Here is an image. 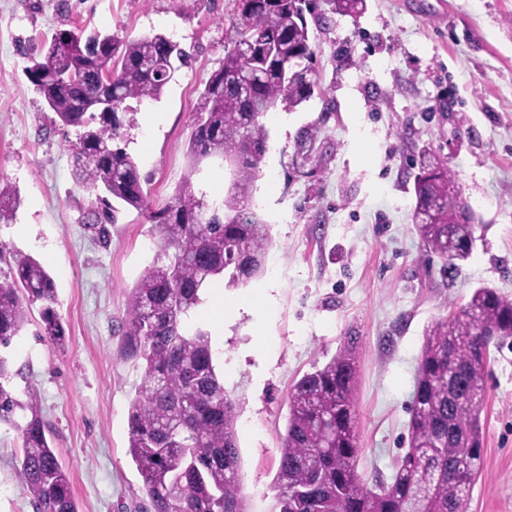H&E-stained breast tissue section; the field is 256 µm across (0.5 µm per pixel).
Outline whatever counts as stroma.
<instances>
[{
  "label": "stroma",
  "mask_w": 512,
  "mask_h": 512,
  "mask_svg": "<svg viewBox=\"0 0 512 512\" xmlns=\"http://www.w3.org/2000/svg\"><path fill=\"white\" fill-rule=\"evenodd\" d=\"M238 0H0V187L18 191L0 223V281L34 256L55 280L64 347L41 341L39 305L10 352L28 363L46 436L78 512H149L128 453V407L144 371L123 360L129 294L159 250L147 215L121 210L100 243L84 226L94 193L74 178V130L33 92L30 49L75 26L122 37L163 33L192 55L161 98L120 113L151 208L185 180L223 194L222 163L192 173L193 114L235 39ZM358 16L306 21L319 95L262 119L268 150L252 190L270 227L264 270L206 292L192 315L220 344L239 400V476L248 512H273L288 395L356 337L355 392L366 481L390 478L408 448L423 332L475 288L512 298V0H366ZM443 158L477 217L456 272L412 220L422 153ZM481 420L483 472L467 512H512V339L492 349ZM21 438L0 425V512H34L15 474Z\"/></svg>",
  "instance_id": "1"
}]
</instances>
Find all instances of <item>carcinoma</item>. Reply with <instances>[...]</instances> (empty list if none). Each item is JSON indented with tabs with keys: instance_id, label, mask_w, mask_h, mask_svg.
<instances>
[{
	"instance_id": "obj_1",
	"label": "carcinoma",
	"mask_w": 512,
	"mask_h": 512,
	"mask_svg": "<svg viewBox=\"0 0 512 512\" xmlns=\"http://www.w3.org/2000/svg\"><path fill=\"white\" fill-rule=\"evenodd\" d=\"M321 14L354 15L365 0H322ZM312 0H251L233 20L236 39L206 81L188 143L192 172L224 163L230 187L208 200L185 181L155 211L159 253L130 292L124 356L144 367L145 386L128 410L129 454L153 512H247L239 481L237 401L224 388L210 334L186 318L215 279L243 286L263 271L269 225L253 212L252 188L267 151L261 117L310 100L316 84L305 12ZM34 93L63 127L77 133L74 177L97 192L85 224L105 238L119 207L149 211L138 168L119 134L129 102L155 101L191 55L165 34L121 39L98 30H59L28 54ZM112 71V84L100 73ZM112 111L105 112L106 99ZM414 221L424 245L453 272L472 252L475 216L447 163L419 161ZM20 205L0 189V221ZM41 303L39 336L61 348L65 329L57 289L29 255L13 257L0 282V350ZM512 338V299L474 291L456 313L424 331L410 407L409 444L388 481L368 486L357 471L361 448L355 388L357 351L348 342L321 368L304 374L288 397L278 448L276 512H464L483 470L481 411L490 347ZM24 367L0 354V425L20 431L17 478L34 512H78L68 473L46 437L37 396H18Z\"/></svg>"
}]
</instances>
